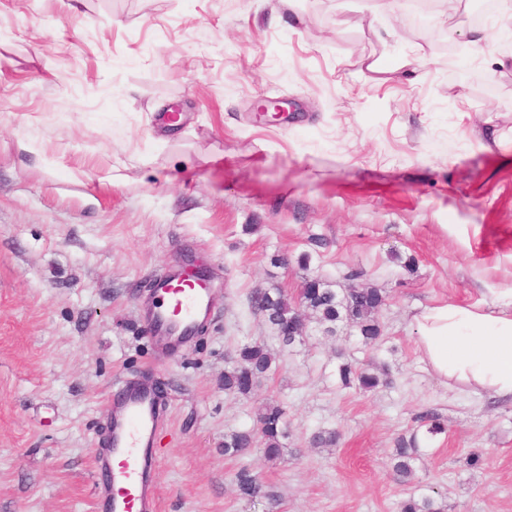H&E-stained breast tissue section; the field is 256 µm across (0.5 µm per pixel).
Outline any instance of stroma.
I'll return each mask as SVG.
<instances>
[{"mask_svg": "<svg viewBox=\"0 0 512 512\" xmlns=\"http://www.w3.org/2000/svg\"><path fill=\"white\" fill-rule=\"evenodd\" d=\"M478 2L400 0L391 18L377 0H0V512H92L93 450L129 380L166 409L160 512H398L433 491L447 512H512V400L442 384L413 324L512 298V70L494 63L512 0L475 66L448 65ZM403 54L421 58L416 82L393 69ZM277 99L283 116L260 112ZM133 152L146 164L113 181ZM187 260L212 276L214 316L159 354L141 301ZM314 279L376 289L381 342L306 311L283 347L250 296L294 302ZM253 342L272 371L225 391L229 352ZM344 363L390 383L342 386ZM268 403L287 412L280 458L225 456ZM422 410L445 431L419 433L401 486L389 456ZM320 430L338 446H313ZM244 465L277 507L239 496Z\"/></svg>", "mask_w": 512, "mask_h": 512, "instance_id": "1", "label": "stroma"}]
</instances>
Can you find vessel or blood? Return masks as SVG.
I'll list each match as a JSON object with an SVG mask.
<instances>
[{
	"label": "vessel or blood",
	"mask_w": 512,
	"mask_h": 512,
	"mask_svg": "<svg viewBox=\"0 0 512 512\" xmlns=\"http://www.w3.org/2000/svg\"><path fill=\"white\" fill-rule=\"evenodd\" d=\"M212 291L192 278H157L146 314L156 352L183 347L211 314ZM108 440L93 468L101 482L96 512H159L155 480L156 434L165 410L148 384H125L111 403Z\"/></svg>",
	"instance_id": "obj_1"
}]
</instances>
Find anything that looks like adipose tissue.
<instances>
[{
  "mask_svg": "<svg viewBox=\"0 0 512 512\" xmlns=\"http://www.w3.org/2000/svg\"><path fill=\"white\" fill-rule=\"evenodd\" d=\"M419 359L474 394L512 398V301L486 308L443 303L414 317Z\"/></svg>",
  "mask_w": 512,
  "mask_h": 512,
  "instance_id": "ef3b65f1",
  "label": "adipose tissue"
}]
</instances>
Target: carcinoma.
<instances>
[{
    "label": "carcinoma",
    "mask_w": 512,
    "mask_h": 512,
    "mask_svg": "<svg viewBox=\"0 0 512 512\" xmlns=\"http://www.w3.org/2000/svg\"><path fill=\"white\" fill-rule=\"evenodd\" d=\"M381 298L382 295L373 288H352L341 296L318 282L302 295V303L318 316L319 323L325 326V332L333 334L338 324L351 322L359 329L364 343L371 345L381 338L377 318ZM250 303L255 311L266 316L268 322L276 328L283 346L291 348L303 340V337L292 334V325L298 319V311L281 291L270 292L257 288L250 296ZM229 358L231 366L224 372V389L244 396L250 393L252 382L267 374L274 362L272 355L259 343L245 344L231 353ZM339 378L343 386L356 383L363 390H373L388 382L384 372L358 369L348 363L339 367ZM413 420L417 428L425 429L427 434L445 431L439 415L432 411L419 412ZM287 436L285 410L279 405L270 404L258 415L255 427L226 436L224 455L235 457L255 448L265 458L274 459L281 453V439ZM417 452V432H412L408 438L403 435L398 437L391 455V467L394 479L399 484L411 482ZM235 483L243 498H264L270 502L277 498L246 466L236 472ZM400 512H445V505L431 495H411L401 502Z\"/></svg>",
    "instance_id": "carcinoma-1"
}]
</instances>
